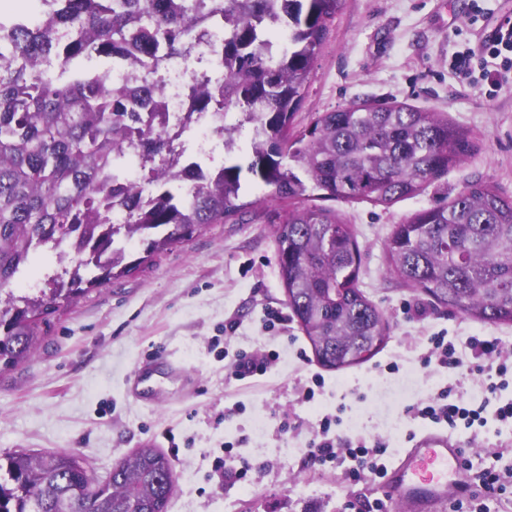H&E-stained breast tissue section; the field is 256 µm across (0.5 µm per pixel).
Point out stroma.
Here are the masks:
<instances>
[{
	"instance_id": "1",
	"label": "stroma",
	"mask_w": 512,
	"mask_h": 512,
	"mask_svg": "<svg viewBox=\"0 0 512 512\" xmlns=\"http://www.w3.org/2000/svg\"><path fill=\"white\" fill-rule=\"evenodd\" d=\"M474 0H344L313 63L312 77L290 129L319 113L354 103H404L448 117L473 133L476 151L419 195L391 205L335 202L362 252L359 286L382 313L389 338L368 361L321 367L296 319L267 327L266 308H285L277 269L270 188L247 184L237 219L212 224L169 246L135 272L92 289L44 325L31 355L0 371V456L26 449L68 451L106 480L138 448L165 452L179 475L168 512H345L351 498H384L383 481L364 474L344 481L336 466L314 464L306 446L325 411L345 405L351 434L388 439L391 460L422 432L409 405L458 382L464 399L477 374L423 368L424 338L497 336L512 343V324H483L437 306L390 270L384 243L395 224L419 209L454 198L483 179L512 195V86L491 93L487 81H461L452 59L478 36L466 11ZM275 350L277 367L248 381L231 379V355ZM161 353L196 385L178 390L163 376L164 397L145 405L128 391L136 365ZM400 370L392 374L389 363ZM324 386L302 399L313 377ZM292 428L281 432L282 417ZM474 470L512 468V428L455 433ZM249 466L247 480L233 472Z\"/></svg>"
}]
</instances>
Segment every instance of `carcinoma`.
Returning a JSON list of instances; mask_svg holds the SVG:
<instances>
[{
  "label": "carcinoma",
  "instance_id": "obj_1",
  "mask_svg": "<svg viewBox=\"0 0 512 512\" xmlns=\"http://www.w3.org/2000/svg\"><path fill=\"white\" fill-rule=\"evenodd\" d=\"M38 26L0 18V368L26 359L60 301L136 270L147 256L222 224L246 208L243 179L289 202L267 212L277 225L278 276L318 363L342 370L373 357L388 339L382 313L358 286L361 251L336 211L302 202L362 199L388 206L420 194L470 156L475 136L448 118L407 104H352L321 113L300 135L288 126L312 64L343 0H44ZM221 16L224 82L196 91L190 111H234L252 124L250 156L224 152L217 173L185 196L183 172L161 169L146 198L119 183L121 140L135 132L150 160L176 162L177 135L152 121L158 79L132 93L108 83L109 70L84 72L81 58H133L146 66L181 51L187 32ZM288 31L276 49L274 28ZM55 59L58 73L37 68ZM128 215L112 223V208ZM74 242L34 294L16 293L37 253ZM385 249L393 272L434 302L483 323L512 324V195L468 183L445 204L395 225ZM177 484L156 448L123 457L92 484L70 452L0 456V512H167Z\"/></svg>",
  "mask_w": 512,
  "mask_h": 512
}]
</instances>
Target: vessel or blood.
<instances>
[{
    "label": "vessel or blood",
    "instance_id": "obj_1",
    "mask_svg": "<svg viewBox=\"0 0 512 512\" xmlns=\"http://www.w3.org/2000/svg\"><path fill=\"white\" fill-rule=\"evenodd\" d=\"M152 376L137 366L132 386L137 397L158 401L161 392L151 384ZM464 448L438 430L416 439L388 471L384 487L390 512H429L438 502L456 501L467 495L470 486L464 476Z\"/></svg>",
    "mask_w": 512,
    "mask_h": 512
}]
</instances>
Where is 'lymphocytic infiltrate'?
Segmentation results:
<instances>
[{"label": "lymphocytic infiltrate", "mask_w": 512, "mask_h": 512, "mask_svg": "<svg viewBox=\"0 0 512 512\" xmlns=\"http://www.w3.org/2000/svg\"><path fill=\"white\" fill-rule=\"evenodd\" d=\"M498 61V69L490 80L494 89L512 81V23L498 26L493 37L469 47L455 57L452 69L462 79H471L476 68L485 67L487 58ZM428 350L422 357L423 367H437L451 372L469 369L481 378L479 401L463 400L455 384L440 387L434 395L420 400L407 409L408 415L422 423L438 425L449 430L483 427L488 422L512 426V398L502 393L512 386V354L506 353L499 337L471 336L464 348L440 331L428 336ZM341 415L324 416L314 427L308 442V455L315 463H340L352 459L345 478L347 482L360 481L364 471L384 475L389 457V444L379 437H352L343 429Z\"/></svg>", "instance_id": "1"}]
</instances>
